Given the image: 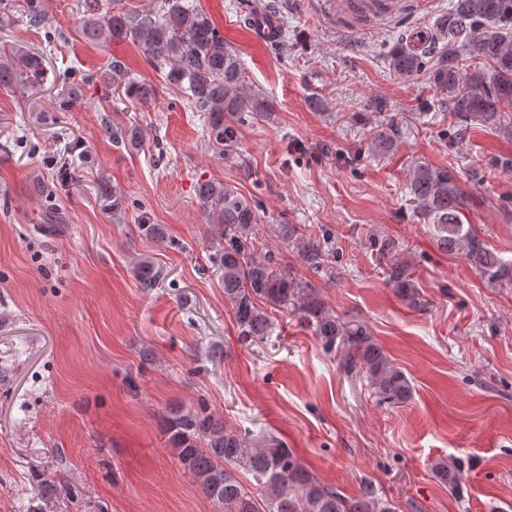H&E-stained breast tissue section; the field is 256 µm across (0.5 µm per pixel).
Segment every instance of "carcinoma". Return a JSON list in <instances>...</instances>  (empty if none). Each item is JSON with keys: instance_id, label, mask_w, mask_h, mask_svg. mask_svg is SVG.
I'll list each match as a JSON object with an SVG mask.
<instances>
[{"instance_id": "obj_1", "label": "carcinoma", "mask_w": 512, "mask_h": 512, "mask_svg": "<svg viewBox=\"0 0 512 512\" xmlns=\"http://www.w3.org/2000/svg\"><path fill=\"white\" fill-rule=\"evenodd\" d=\"M86 6L82 24L86 38L129 39L154 63L168 68L167 80L207 113L208 141L214 148L235 153L241 123L272 111L263 93L246 89L237 53L224 42L208 13L189 8L183 0H162L155 13L119 8L102 18L97 17L95 5ZM43 62L39 53L0 47V88L40 86ZM388 65L409 80L429 71V80L448 102V112L459 119L456 139H463L474 126H490L512 138V0H455L424 33L402 34L388 55ZM104 80L108 87L124 89L133 104L145 103L153 95L151 86L129 80L124 63L117 59ZM112 138L129 149L139 148L142 141L140 131L132 127L112 131ZM396 141L395 127L376 129L370 133L368 151L386 154ZM409 183L417 213L433 227L437 249L462 253L492 287L512 286V262L503 260L464 224L466 202L455 171L419 163L410 171ZM198 198L211 217L224 300L232 307L242 342L265 343L273 327L268 311H285L312 330L327 351L344 352L346 372L363 375L379 402L396 406L410 399L411 381L365 322L337 316L312 288L282 268L279 254L258 251L261 227L255 200L229 184L210 180L198 186ZM137 228L163 241L162 229L150 223L148 215H141ZM278 233L303 266L318 270L328 263L327 236L302 232L294 224L279 225ZM369 244L395 295L410 307L422 306L412 267L400 257L395 241L371 235ZM134 272L145 285L156 280L153 264L146 259L135 262ZM161 431L180 464L222 512H393L388 501L369 489L347 497L320 483L290 449L256 446L227 429L224 420L202 403L170 407L161 417ZM242 470L262 482L264 503L239 481ZM431 470L441 484L456 486L455 460L438 459ZM37 485L44 501L62 491L59 483L47 478Z\"/></svg>"}]
</instances>
